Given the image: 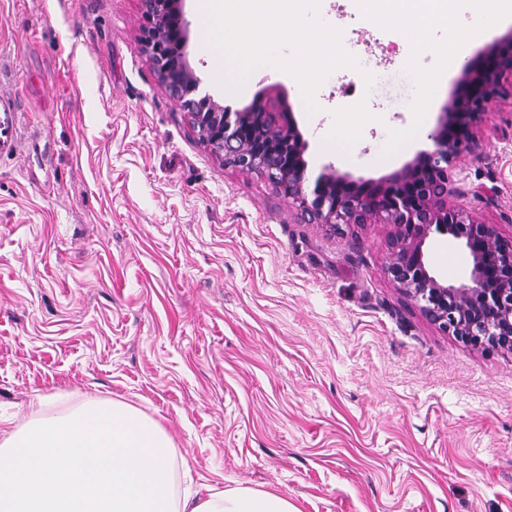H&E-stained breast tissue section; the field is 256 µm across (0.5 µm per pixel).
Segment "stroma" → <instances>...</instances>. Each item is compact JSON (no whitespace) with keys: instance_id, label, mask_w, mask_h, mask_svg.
<instances>
[{"instance_id":"obj_1","label":"stroma","mask_w":512,"mask_h":512,"mask_svg":"<svg viewBox=\"0 0 512 512\" xmlns=\"http://www.w3.org/2000/svg\"><path fill=\"white\" fill-rule=\"evenodd\" d=\"M340 23L358 62L384 70L355 161L319 131L358 91L324 81L307 114L292 77L218 84L185 0L188 59L234 110L290 113L309 179L325 165L378 181L416 121L400 32ZM138 0H0V429L36 395L54 411L114 400L158 420L180 487L276 493L296 512H512V355L428 323L386 273L389 224L329 234L257 174L225 166L160 88ZM449 206L512 234V95L494 101ZM428 266L463 282L460 240L431 234Z\"/></svg>"}]
</instances>
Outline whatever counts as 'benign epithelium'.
I'll use <instances>...</instances> for the list:
<instances>
[{
	"label": "benign epithelium",
	"instance_id": "1",
	"mask_svg": "<svg viewBox=\"0 0 512 512\" xmlns=\"http://www.w3.org/2000/svg\"><path fill=\"white\" fill-rule=\"evenodd\" d=\"M142 43L163 91L191 119L199 140L224 165L257 173L309 224L342 233L352 224H391L386 271L422 316L440 331L481 350L512 355V235L448 206L454 162L478 149L476 129L512 73V42L496 44L484 62L464 66L459 90L428 134L432 149L393 176L356 183L329 165L306 190V143L282 112L253 105L231 111L208 92L189 65L184 0H139ZM434 232L462 240L472 258L466 282L439 279L424 247Z\"/></svg>",
	"mask_w": 512,
	"mask_h": 512
}]
</instances>
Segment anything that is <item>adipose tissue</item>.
<instances>
[{"mask_svg":"<svg viewBox=\"0 0 512 512\" xmlns=\"http://www.w3.org/2000/svg\"><path fill=\"white\" fill-rule=\"evenodd\" d=\"M458 0H367L366 16L403 30L415 54L427 33L446 29L437 73L414 72L425 105L444 75L457 70L474 42L504 19L512 0H467L472 22H455ZM35 397L27 419L0 434V512H296L288 500L259 490L202 497L176 489L173 444L156 419L118 401H91L46 413Z\"/></svg>","mask_w":512,"mask_h":512,"instance_id":"obj_1","label":"adipose tissue"}]
</instances>
